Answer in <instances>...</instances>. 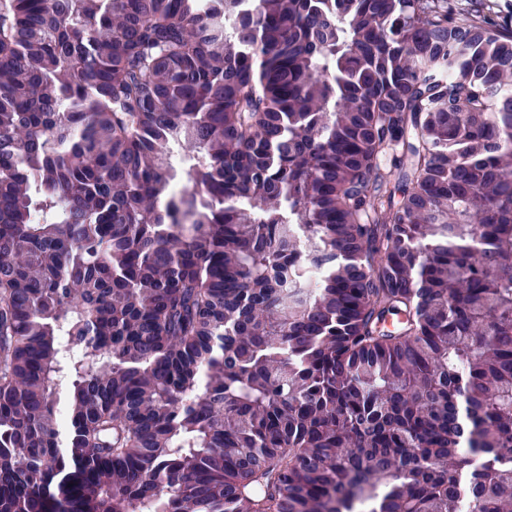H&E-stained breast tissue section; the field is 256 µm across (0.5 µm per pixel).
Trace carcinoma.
Here are the masks:
<instances>
[{"label":"carcinoma","instance_id":"carcinoma-1","mask_svg":"<svg viewBox=\"0 0 512 512\" xmlns=\"http://www.w3.org/2000/svg\"><path fill=\"white\" fill-rule=\"evenodd\" d=\"M462 499L512 512V34L0 0V512Z\"/></svg>","mask_w":512,"mask_h":512}]
</instances>
